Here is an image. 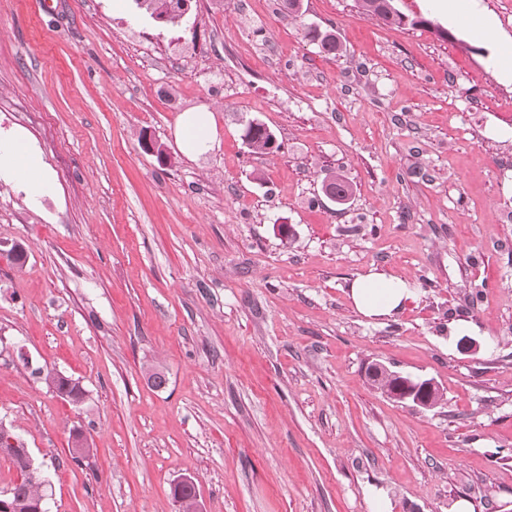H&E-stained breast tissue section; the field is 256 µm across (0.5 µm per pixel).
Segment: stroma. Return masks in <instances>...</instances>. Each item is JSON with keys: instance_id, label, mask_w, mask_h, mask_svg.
Returning <instances> with one entry per match:
<instances>
[{"instance_id": "1", "label": "stroma", "mask_w": 512, "mask_h": 512, "mask_svg": "<svg viewBox=\"0 0 512 512\" xmlns=\"http://www.w3.org/2000/svg\"><path fill=\"white\" fill-rule=\"evenodd\" d=\"M397 6L408 23L356 0L295 17L197 0L169 26L134 0H0V132L28 133L55 183L35 201L0 180V426L51 486L47 512H178L183 478L203 512H371V488L393 512H512V81L494 65L512 0L453 19ZM200 110L212 139L189 156L177 123ZM252 119L275 152H249ZM373 270L415 301L360 315L348 287ZM374 362L434 380L441 404L388 398ZM384 0H356L364 14L373 16L385 24H403L404 19L399 12H390L383 5ZM304 37L312 44L317 45L320 53L325 55L336 56L340 51V44L333 34H323L318 29H313L310 26L304 31ZM41 370L37 373L39 376H43L42 380L45 385L53 393L58 392L59 395L68 399V402L74 406L83 404L87 399V391L76 379H72L69 376L62 375L54 371H47L42 375Z\"/></svg>"}]
</instances>
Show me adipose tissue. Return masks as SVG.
Here are the masks:
<instances>
[{
    "label": "adipose tissue",
    "instance_id": "ef3b65f1",
    "mask_svg": "<svg viewBox=\"0 0 512 512\" xmlns=\"http://www.w3.org/2000/svg\"><path fill=\"white\" fill-rule=\"evenodd\" d=\"M180 147L185 154L205 151L211 140L212 116L207 111L184 113L179 121ZM0 179L23 186L32 199L53 187L41 155L23 135L0 136ZM349 297L355 310L368 319L389 317L416 298L405 280L372 271L353 280Z\"/></svg>",
    "mask_w": 512,
    "mask_h": 512
}]
</instances>
